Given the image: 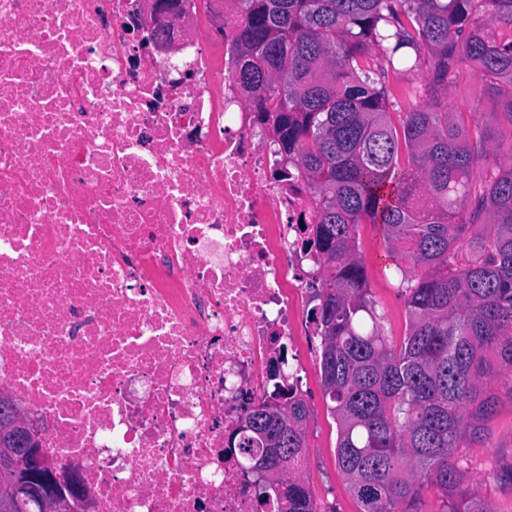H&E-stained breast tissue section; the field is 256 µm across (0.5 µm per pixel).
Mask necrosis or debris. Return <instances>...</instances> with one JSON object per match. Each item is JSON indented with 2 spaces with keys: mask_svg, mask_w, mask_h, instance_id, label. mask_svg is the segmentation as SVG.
I'll list each match as a JSON object with an SVG mask.
<instances>
[{
  "mask_svg": "<svg viewBox=\"0 0 512 512\" xmlns=\"http://www.w3.org/2000/svg\"><path fill=\"white\" fill-rule=\"evenodd\" d=\"M154 2L0 0V389L86 512H256L225 438L307 384L315 205L214 66L238 0Z\"/></svg>",
  "mask_w": 512,
  "mask_h": 512,
  "instance_id": "4bbe7bcc",
  "label": "necrosis or debris"
}]
</instances>
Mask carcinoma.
Masks as SVG:
<instances>
[{"mask_svg": "<svg viewBox=\"0 0 512 512\" xmlns=\"http://www.w3.org/2000/svg\"><path fill=\"white\" fill-rule=\"evenodd\" d=\"M232 79L258 99L277 153L300 166L317 206L311 242L323 268L310 317L320 382L338 424L336 461L360 512H414L424 487L446 512H490L466 486L462 449L485 435L496 384L512 379V156L476 170L487 124L512 137V0H240ZM509 34L490 40L484 28ZM473 65L498 99L489 123L435 98L392 113L382 78L426 72L427 86ZM381 229L408 325L397 345L370 298L359 228ZM251 406L226 437L253 460L261 512H317L298 470L304 401L288 416ZM281 461L270 483L261 473Z\"/></svg>", "mask_w": 512, "mask_h": 512, "instance_id": "cac0c4a2", "label": "carcinoma"}]
</instances>
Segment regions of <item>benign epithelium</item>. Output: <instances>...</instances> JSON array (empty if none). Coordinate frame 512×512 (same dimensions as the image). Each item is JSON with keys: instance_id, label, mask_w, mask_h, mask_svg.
I'll return each mask as SVG.
<instances>
[{"instance_id": "1", "label": "benign epithelium", "mask_w": 512, "mask_h": 512, "mask_svg": "<svg viewBox=\"0 0 512 512\" xmlns=\"http://www.w3.org/2000/svg\"><path fill=\"white\" fill-rule=\"evenodd\" d=\"M0 433L18 436L29 433L18 412L0 421ZM26 467L16 468L12 449H0V475L13 478L8 491L0 494V512H25L35 502L42 512H78L86 495L75 475L58 469L35 440L23 449Z\"/></svg>"}]
</instances>
